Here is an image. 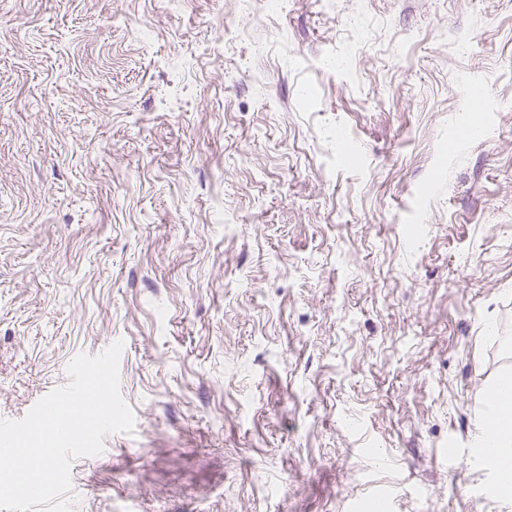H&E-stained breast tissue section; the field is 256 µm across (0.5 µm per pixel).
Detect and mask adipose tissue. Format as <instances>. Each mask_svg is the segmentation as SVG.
Wrapping results in <instances>:
<instances>
[{"instance_id": "obj_1", "label": "adipose tissue", "mask_w": 512, "mask_h": 512, "mask_svg": "<svg viewBox=\"0 0 512 512\" xmlns=\"http://www.w3.org/2000/svg\"><path fill=\"white\" fill-rule=\"evenodd\" d=\"M488 402L494 409L491 418L480 425L477 445L501 467L498 482L500 497L512 499V375L504 374L490 389Z\"/></svg>"}]
</instances>
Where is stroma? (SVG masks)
<instances>
[{
  "mask_svg": "<svg viewBox=\"0 0 512 512\" xmlns=\"http://www.w3.org/2000/svg\"><path fill=\"white\" fill-rule=\"evenodd\" d=\"M119 340L72 512H512V0H0V420ZM488 402L494 415L480 425L477 446L501 467L498 482L500 497L512 499V375L505 373L488 392Z\"/></svg>",
  "mask_w": 512,
  "mask_h": 512,
  "instance_id": "obj_1",
  "label": "stroma"
}]
</instances>
